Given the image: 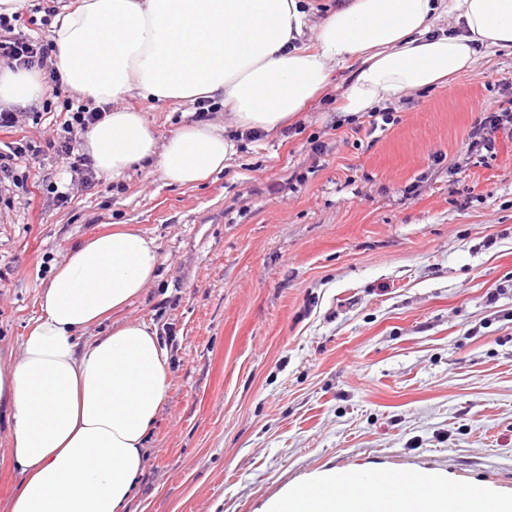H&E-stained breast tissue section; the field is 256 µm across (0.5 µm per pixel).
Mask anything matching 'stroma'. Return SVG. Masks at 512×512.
Wrapping results in <instances>:
<instances>
[{
    "label": "stroma",
    "instance_id": "1",
    "mask_svg": "<svg viewBox=\"0 0 512 512\" xmlns=\"http://www.w3.org/2000/svg\"><path fill=\"white\" fill-rule=\"evenodd\" d=\"M76 2L30 0L0 39L50 43ZM356 67L333 69L272 134L238 130L219 106L125 99L158 137L199 122L232 137L228 167L195 186L145 166L116 180L73 169L54 144L80 149L87 133L58 82L0 131L40 150L0 203L1 367L87 238L137 229L161 256L141 297L89 330L143 322L168 354L126 512H258L333 469L433 471L512 498V135L470 147L512 99V50L382 104V130L338 110ZM506 103L508 107L504 108V104L501 103L498 112H492L475 127L471 134L472 149L490 151L494 146L492 134L502 128L505 122L512 123V100L509 99Z\"/></svg>",
    "mask_w": 512,
    "mask_h": 512
}]
</instances>
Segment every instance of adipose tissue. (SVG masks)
Returning <instances> with one entry per match:
<instances>
[{
  "label": "adipose tissue",
  "mask_w": 512,
  "mask_h": 512,
  "mask_svg": "<svg viewBox=\"0 0 512 512\" xmlns=\"http://www.w3.org/2000/svg\"><path fill=\"white\" fill-rule=\"evenodd\" d=\"M444 14L456 28L439 29ZM310 29L313 49L304 44ZM52 42L56 77L103 114L85 143L97 171L116 179L150 161L166 182L194 186L224 171L234 143L205 124L158 138L141 113L122 107L127 95L207 100L238 129L271 133L357 56L342 105L355 115L449 84L483 52L512 48V0H338L316 19L307 0H79L55 17ZM44 91L41 72L0 66L1 105L23 109ZM159 264L153 239L120 230L87 240L43 287L19 359L0 368L10 454L22 475L11 512H124L165 398L167 353L145 323L84 333L138 299ZM344 479L320 473L261 512H461L438 474L389 498L368 488L342 500L317 495Z\"/></svg>",
  "instance_id": "adipose-tissue-1"
}]
</instances>
